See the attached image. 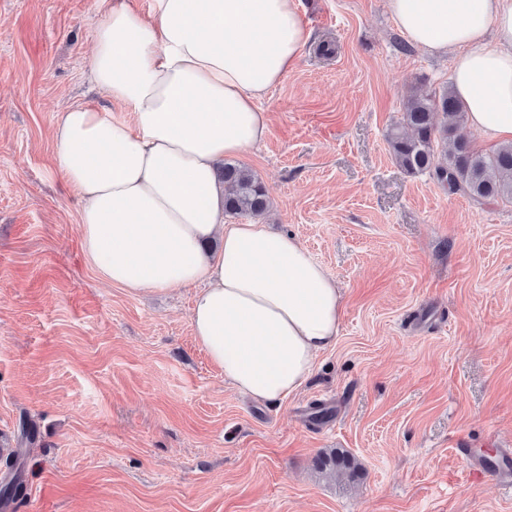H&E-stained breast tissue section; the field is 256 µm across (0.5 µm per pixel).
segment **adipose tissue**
Segmentation results:
<instances>
[{
	"mask_svg": "<svg viewBox=\"0 0 512 512\" xmlns=\"http://www.w3.org/2000/svg\"><path fill=\"white\" fill-rule=\"evenodd\" d=\"M396 31L452 59L468 127L512 143V0H385ZM89 75L130 117L72 108L54 129L83 251L132 293L196 287L191 327L236 391L296 392L340 332L335 280L292 235L224 219L216 169L262 141L260 103L311 33L296 0H99ZM220 240L211 253L205 246Z\"/></svg>",
	"mask_w": 512,
	"mask_h": 512,
	"instance_id": "obj_1",
	"label": "adipose tissue"
}]
</instances>
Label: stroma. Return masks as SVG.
<instances>
[{
    "instance_id": "obj_1",
    "label": "stroma",
    "mask_w": 512,
    "mask_h": 512,
    "mask_svg": "<svg viewBox=\"0 0 512 512\" xmlns=\"http://www.w3.org/2000/svg\"><path fill=\"white\" fill-rule=\"evenodd\" d=\"M311 39L235 161L261 220L298 237L343 296L336 343L273 404L195 340L194 287L133 294L88 263L51 136L89 82L96 0H0V480L5 512H512L454 443L512 444V203L411 175L386 140L409 85L449 82L385 0H298ZM37 425L19 442L20 423ZM338 449L356 475L316 467Z\"/></svg>"
}]
</instances>
